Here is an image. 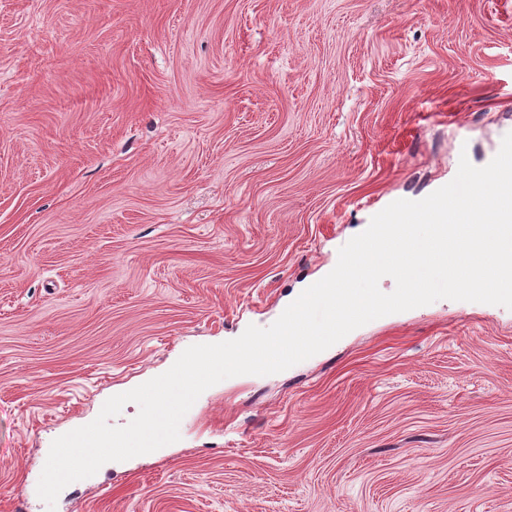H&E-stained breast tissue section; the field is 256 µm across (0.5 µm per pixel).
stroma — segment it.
Wrapping results in <instances>:
<instances>
[{
  "label": "stroma",
  "instance_id": "1",
  "mask_svg": "<svg viewBox=\"0 0 512 512\" xmlns=\"http://www.w3.org/2000/svg\"><path fill=\"white\" fill-rule=\"evenodd\" d=\"M512 132V0H0V512L185 349L271 325ZM55 512H512V310L204 391Z\"/></svg>",
  "mask_w": 512,
  "mask_h": 512
}]
</instances>
